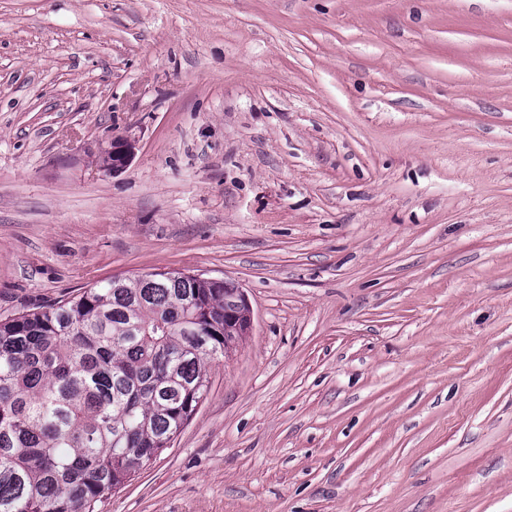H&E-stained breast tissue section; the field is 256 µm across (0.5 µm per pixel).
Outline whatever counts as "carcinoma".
I'll return each mask as SVG.
<instances>
[{
	"mask_svg": "<svg viewBox=\"0 0 512 512\" xmlns=\"http://www.w3.org/2000/svg\"><path fill=\"white\" fill-rule=\"evenodd\" d=\"M235 290L151 272L0 319V512H94L170 447L244 338Z\"/></svg>",
	"mask_w": 512,
	"mask_h": 512,
	"instance_id": "cac0c4a2",
	"label": "carcinoma"
}]
</instances>
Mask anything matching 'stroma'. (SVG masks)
Segmentation results:
<instances>
[{
  "instance_id": "35a3bbf8",
  "label": "stroma",
  "mask_w": 512,
  "mask_h": 512,
  "mask_svg": "<svg viewBox=\"0 0 512 512\" xmlns=\"http://www.w3.org/2000/svg\"><path fill=\"white\" fill-rule=\"evenodd\" d=\"M169 270L252 330L97 512H512V0H0V317ZM134 143L124 139H112L110 147L107 148V154L111 155V160L107 157V162L100 167L108 175H117L123 172L134 154Z\"/></svg>"
}]
</instances>
